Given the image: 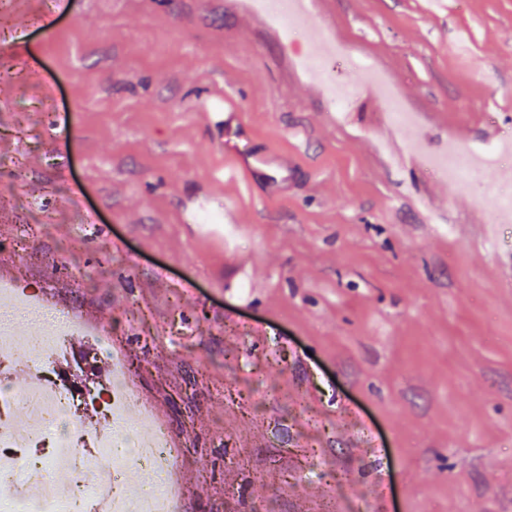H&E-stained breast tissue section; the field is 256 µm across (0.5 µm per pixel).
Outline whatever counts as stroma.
I'll return each mask as SVG.
<instances>
[{
    "mask_svg": "<svg viewBox=\"0 0 512 512\" xmlns=\"http://www.w3.org/2000/svg\"><path fill=\"white\" fill-rule=\"evenodd\" d=\"M308 9L0 0V265L118 331L188 446L182 512H512V154L462 187L383 91L434 142L512 141V0ZM317 39L341 48L320 83ZM215 102L238 152L293 158L280 194L273 166L218 184ZM199 197L232 223H188ZM211 109L214 112L199 113L203 122L209 124H223V128H230L232 124L235 122L236 131L234 133V136L236 138H241L248 134L247 129L239 123L236 112H224L223 108L215 106H211Z\"/></svg>",
    "mask_w": 512,
    "mask_h": 512,
    "instance_id": "35a3bbf8",
    "label": "stroma"
}]
</instances>
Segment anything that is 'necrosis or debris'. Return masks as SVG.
Here are the masks:
<instances>
[{
    "label": "necrosis or debris",
    "mask_w": 512,
    "mask_h": 512,
    "mask_svg": "<svg viewBox=\"0 0 512 512\" xmlns=\"http://www.w3.org/2000/svg\"><path fill=\"white\" fill-rule=\"evenodd\" d=\"M7 287L15 301L11 307H0V336L13 340L14 345L1 349L0 358L18 363L31 377L21 392L6 384L0 386V488L15 501L18 512H57L62 505L68 512H181L186 488L161 479L162 474L173 470L182 453L181 445L153 409L142 403L118 338L108 328L89 331L76 313L61 311L44 297L23 290L16 281H8ZM24 312L49 320V331L21 333L20 315ZM88 333L95 334L103 351L112 357V387L101 401L76 386L55 357L71 336ZM20 400L27 413L22 426L3 413L6 406ZM77 401L94 409L107 408L116 420L125 419L133 407L139 417L131 436H92L93 446L110 458V466L95 467L84 458H75V483L62 493L51 477L49 460L26 463L18 451L48 447L56 454L69 452L79 436L70 420L71 407ZM130 453L136 455L140 471L152 481L150 489L138 497L127 490L125 460Z\"/></svg>",
    "instance_id": "necrosis-or-debris-1"
}]
</instances>
